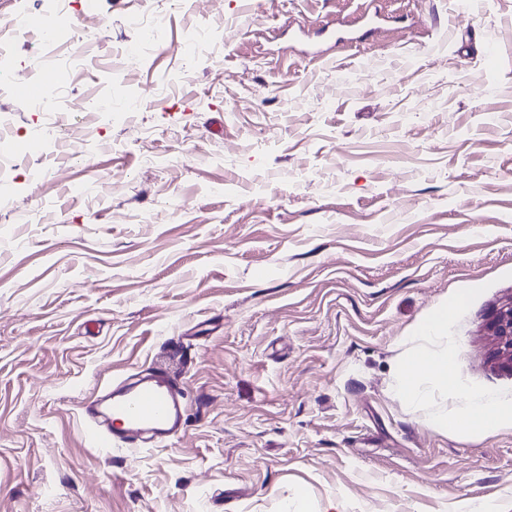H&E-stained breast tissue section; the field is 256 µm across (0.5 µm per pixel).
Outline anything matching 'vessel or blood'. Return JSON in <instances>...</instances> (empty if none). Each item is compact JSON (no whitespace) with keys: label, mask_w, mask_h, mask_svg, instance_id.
<instances>
[{"label":"vessel or blood","mask_w":512,"mask_h":512,"mask_svg":"<svg viewBox=\"0 0 512 512\" xmlns=\"http://www.w3.org/2000/svg\"><path fill=\"white\" fill-rule=\"evenodd\" d=\"M87 416L96 445H134L146 439L164 443L183 424L179 379L163 369L115 386L93 400Z\"/></svg>","instance_id":"1"}]
</instances>
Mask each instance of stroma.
<instances>
[{"label": "stroma", "mask_w": 512, "mask_h": 512, "mask_svg": "<svg viewBox=\"0 0 512 512\" xmlns=\"http://www.w3.org/2000/svg\"><path fill=\"white\" fill-rule=\"evenodd\" d=\"M69 62L149 105L83 134L6 86L41 152L0 208V512H512V429L471 441L395 393L455 303L469 391L512 402V0H72ZM157 366L166 446L98 448L82 405ZM489 330L496 337V359L512 372V304L502 307L492 319Z\"/></svg>", "instance_id": "obj_1"}]
</instances>
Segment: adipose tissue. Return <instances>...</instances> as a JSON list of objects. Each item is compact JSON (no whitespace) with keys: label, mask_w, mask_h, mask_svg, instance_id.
Here are the masks:
<instances>
[{"label":"adipose tissue","mask_w":512,"mask_h":512,"mask_svg":"<svg viewBox=\"0 0 512 512\" xmlns=\"http://www.w3.org/2000/svg\"><path fill=\"white\" fill-rule=\"evenodd\" d=\"M455 304L436 308L421 327L429 347L417 350L398 371L397 393L403 400L421 405L433 392L448 393L454 405L440 409L432 424L470 439H479L501 429L512 428V403L491 393H470L454 376V353L445 344L448 323Z\"/></svg>","instance_id":"ef3b65f1"}]
</instances>
